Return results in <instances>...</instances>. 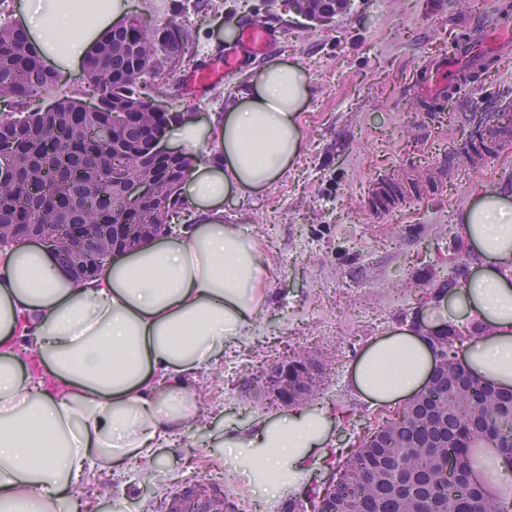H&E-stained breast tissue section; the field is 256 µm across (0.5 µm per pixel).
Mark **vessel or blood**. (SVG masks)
<instances>
[{
    "mask_svg": "<svg viewBox=\"0 0 512 512\" xmlns=\"http://www.w3.org/2000/svg\"><path fill=\"white\" fill-rule=\"evenodd\" d=\"M277 37L265 24L249 21L239 27L236 47L227 49L220 59L208 61L207 64L193 72L187 73L184 83L188 95L197 96L217 76H224L238 67L241 52L253 55L268 53L276 44ZM512 53V16L502 13L494 14L490 25L466 29L459 37L450 56L427 60L417 71L414 80V94L418 105L429 104L436 99L455 94L466 86L457 57L468 59L470 71L478 73L484 70L499 56ZM512 136V113H498L492 123L482 129L465 131L462 143L474 157H481L482 147L492 140L504 141ZM174 502L178 512H223L224 496L215 492L205 496L197 495L193 487H182Z\"/></svg>",
    "mask_w": 512,
    "mask_h": 512,
    "instance_id": "vessel-or-blood-1",
    "label": "vessel or blood"
}]
</instances>
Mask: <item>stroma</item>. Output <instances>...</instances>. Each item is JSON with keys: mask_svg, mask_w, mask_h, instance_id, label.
I'll list each match as a JSON object with an SVG mask.
<instances>
[{"mask_svg": "<svg viewBox=\"0 0 512 512\" xmlns=\"http://www.w3.org/2000/svg\"><path fill=\"white\" fill-rule=\"evenodd\" d=\"M133 14L151 13L191 28L183 58L190 71L232 47L227 28L259 17L278 36L275 51L243 55L238 70L206 94L180 96L176 109L201 125L227 112L259 71L274 63L300 65L310 97L300 113L303 147L288 171L263 190L224 201V218L250 227L273 267L269 297L254 334L225 352L199 386L204 412L173 446L156 449L151 464L126 461L119 475L103 472L75 494L89 512H153L176 485L213 482L224 470L229 512H288L292 501L331 476L341 450L357 447L387 410L370 407L349 389L348 368L369 342L415 319L426 306L417 291L447 288L473 271L474 253L458 248L457 217L478 195L512 187V143L495 146L483 166L468 152L449 156L461 127H478L512 106V58L472 86L417 110L412 77L430 57L448 54L458 27L479 26L512 0H350L324 26L289 12L281 0H127ZM482 102L473 110L469 101ZM398 180L410 203L374 213L368 187L378 175ZM303 349L320 373L317 404L350 410L329 429L328 466L306 474L292 490L262 503L249 456L224 454L227 430L247 432L259 418L286 412L266 398L261 375Z\"/></svg>", "mask_w": 512, "mask_h": 512, "instance_id": "1", "label": "stroma"}]
</instances>
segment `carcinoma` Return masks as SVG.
Segmentation results:
<instances>
[{"label": "carcinoma", "mask_w": 512, "mask_h": 512, "mask_svg": "<svg viewBox=\"0 0 512 512\" xmlns=\"http://www.w3.org/2000/svg\"><path fill=\"white\" fill-rule=\"evenodd\" d=\"M161 27L177 36L162 53L151 39ZM191 36L171 19L128 16L84 64L81 89L64 91L26 35L0 19V140L15 145L0 156V224H80L97 237L116 224L172 223L182 213V181L195 158L172 160L177 178L163 182L164 204L133 214L121 178L150 167L164 174L171 164L155 155L145 165L152 147L148 140L138 144L132 120L108 147L87 130L114 112L144 117L168 97ZM472 337L468 328L440 338L448 363L424 399L345 455L332 497L320 501L312 491L314 512H509L470 480L476 438H491L512 457V388L483 382L454 362L456 344Z\"/></svg>", "instance_id": "obj_1"}]
</instances>
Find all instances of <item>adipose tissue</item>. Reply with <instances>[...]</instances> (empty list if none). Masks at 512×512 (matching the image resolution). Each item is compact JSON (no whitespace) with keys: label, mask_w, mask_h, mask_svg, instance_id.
<instances>
[{"label":"adipose tissue","mask_w":512,"mask_h":512,"mask_svg":"<svg viewBox=\"0 0 512 512\" xmlns=\"http://www.w3.org/2000/svg\"><path fill=\"white\" fill-rule=\"evenodd\" d=\"M129 10L127 0H24L20 21L56 69L80 68ZM309 96L296 64H273L238 104L179 126L181 147H207L182 198L195 223L113 257L76 280L53 253L29 243L0 250V512H59L78 484L186 434L199 419L197 382L225 349L252 336L271 269L257 240L224 220V200L271 185L302 149ZM458 234L478 270L427 307L418 324L367 345L350 386L371 405L408 401L427 383L437 336L477 325L463 366L512 386V194L482 192ZM330 409L298 406L230 431L226 448L255 449L266 484L295 486L325 445Z\"/></svg>","instance_id":"obj_1"}]
</instances>
